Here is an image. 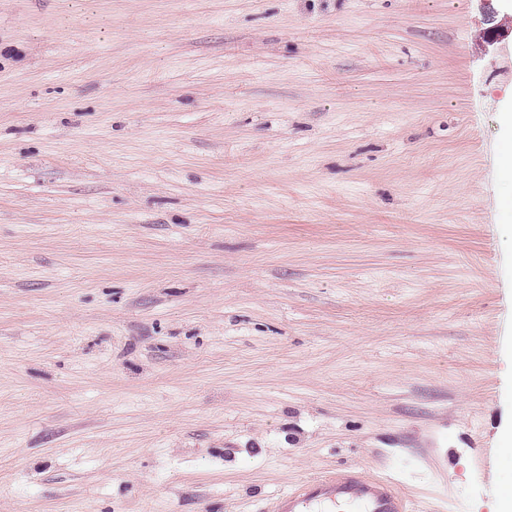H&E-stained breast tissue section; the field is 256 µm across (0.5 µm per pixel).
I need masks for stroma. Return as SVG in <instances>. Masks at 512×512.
Here are the masks:
<instances>
[{
	"instance_id": "stroma-1",
	"label": "stroma",
	"mask_w": 512,
	"mask_h": 512,
	"mask_svg": "<svg viewBox=\"0 0 512 512\" xmlns=\"http://www.w3.org/2000/svg\"><path fill=\"white\" fill-rule=\"evenodd\" d=\"M509 95L512 0H0V512H495ZM500 114L504 128V136L499 145L497 166L504 176H510L512 182V105L502 104ZM337 502H349L361 512L413 511L397 480L349 467L300 482L275 498L267 512H318L316 505Z\"/></svg>"
}]
</instances>
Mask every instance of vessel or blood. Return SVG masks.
Returning a JSON list of instances; mask_svg holds the SVG:
<instances>
[{"instance_id":"1","label":"vessel or blood","mask_w":512,"mask_h":512,"mask_svg":"<svg viewBox=\"0 0 512 512\" xmlns=\"http://www.w3.org/2000/svg\"><path fill=\"white\" fill-rule=\"evenodd\" d=\"M348 502L358 512H412L400 483L349 467L300 482L274 499L268 512H317L322 504Z\"/></svg>"}]
</instances>
